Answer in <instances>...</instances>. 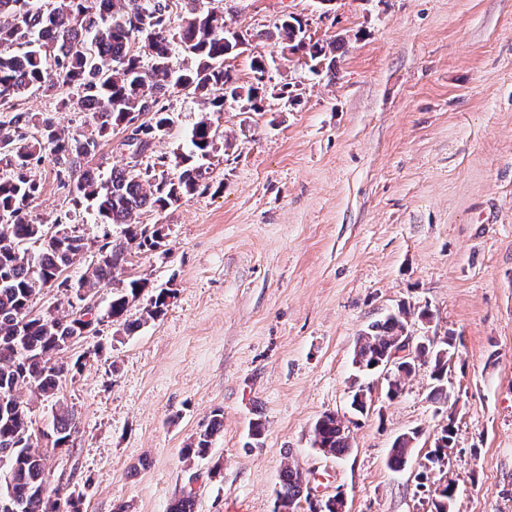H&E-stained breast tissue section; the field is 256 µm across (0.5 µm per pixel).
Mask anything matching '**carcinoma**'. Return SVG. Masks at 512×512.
<instances>
[{"mask_svg":"<svg viewBox=\"0 0 512 512\" xmlns=\"http://www.w3.org/2000/svg\"><path fill=\"white\" fill-rule=\"evenodd\" d=\"M280 54L288 60L299 54L315 73L327 62L336 41L313 40L307 24L288 16L277 26ZM247 34L224 26V10L203 8L201 0H0V112L13 116L0 121V500L10 501L16 512H83V493L69 484L51 485L49 451L68 448L78 432L74 411L57 398L60 382L81 372L83 362L50 363L51 356L69 348L95 330L84 320L93 306L87 300L97 289L112 287L107 317L133 333L149 320L164 316L172 290L153 291L139 320L126 318L129 305L149 287L145 277L119 278L132 251H156L166 246L167 225L139 224L135 216L149 208L162 213L195 195L205 183L204 160L215 150L209 131L211 119L203 117L192 129L185 150L174 153L173 172L158 176L127 165L101 177L91 165L105 140L118 128L131 130L124 146L139 156L154 144L151 129L171 127L176 116L160 104L174 90L196 95L212 112L224 111L231 100L245 112H260L266 86V60H251L254 81L242 84L224 66L226 57L248 44ZM188 57L179 70L170 66L173 50ZM70 89L64 104L89 115L88 129L71 137L59 129L53 116L39 117L16 108L29 89L54 95ZM58 166L60 185L69 188L72 201H90L107 224L123 226L122 237L108 239L98 249L94 264L74 282L63 272L80 262L87 249L77 226L49 232L30 216L29 208L41 186L31 175L32 166L46 157ZM65 288L69 310L47 307L33 313L36 295L53 284ZM411 309L400 304L384 319L368 325L357 339L353 365L369 373L387 359L399 336L407 329ZM456 351V338L448 335L436 345L419 351L420 362L429 365L434 385L429 399L448 402V362ZM411 360L399 364L387 383V395L404 391L415 373ZM54 400L47 440L40 447L32 436L30 405ZM224 428L223 414L216 412L183 449L186 457H204L213 437ZM313 445L324 455L345 454L350 430L336 412L322 414L314 423ZM416 432L398 436L388 463L404 467ZM453 441V426L441 428L426 456L420 478L442 471ZM306 478L285 465L275 489L272 512H294L305 499L308 512H337L336 497L313 500L303 495ZM455 486L440 483L434 489V512H451Z\"/></svg>","mask_w":512,"mask_h":512,"instance_id":"obj_1","label":"carcinoma"}]
</instances>
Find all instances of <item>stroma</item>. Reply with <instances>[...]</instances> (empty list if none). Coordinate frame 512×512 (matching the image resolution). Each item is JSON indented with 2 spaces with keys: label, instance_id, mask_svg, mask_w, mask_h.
Returning a JSON list of instances; mask_svg holds the SVG:
<instances>
[{
  "label": "stroma",
  "instance_id": "35a3bbf8",
  "mask_svg": "<svg viewBox=\"0 0 512 512\" xmlns=\"http://www.w3.org/2000/svg\"><path fill=\"white\" fill-rule=\"evenodd\" d=\"M217 3L227 28L251 36L226 60L240 82L252 57L269 61L263 110L230 102L210 115L229 144L208 161V189L141 211L140 223L169 225L167 247L133 255L126 271L174 295L135 333L106 322L69 350L89 355L60 385L80 432L52 453V478L83 492L84 512H169L188 490L195 512H272L288 464L313 498L344 493L346 512H431L416 475L450 421L440 478L456 487L453 512H512V0ZM290 14L313 39L344 38L335 77L280 60L270 35ZM284 85L297 103L279 99ZM162 103L176 123L148 164L185 147L206 114L181 92ZM20 106L86 128L56 96ZM32 173L33 219L78 225L88 242L66 272L77 279L103 233L121 228L74 207L51 160ZM402 303L413 338H457L447 404L429 400L428 368L391 400L382 375L352 364L359 334ZM356 383L370 408L354 417ZM216 410L224 429L210 454L183 461ZM329 411L351 418L339 457L311 442ZM410 431V458L393 469L392 443Z\"/></svg>",
  "mask_w": 512,
  "mask_h": 512
}]
</instances>
